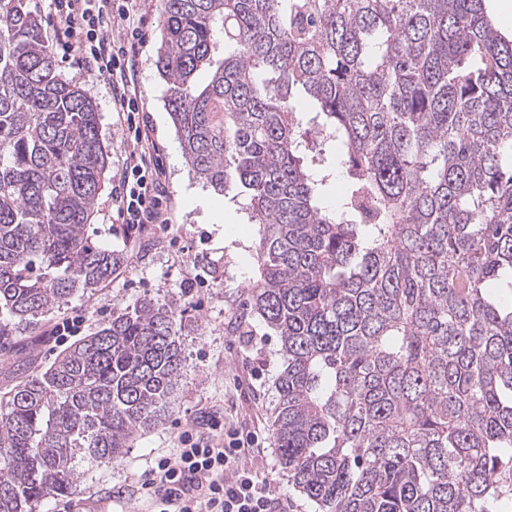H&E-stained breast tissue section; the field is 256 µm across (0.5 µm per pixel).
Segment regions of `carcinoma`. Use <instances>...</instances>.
I'll return each instance as SVG.
<instances>
[{
	"mask_svg": "<svg viewBox=\"0 0 512 512\" xmlns=\"http://www.w3.org/2000/svg\"><path fill=\"white\" fill-rule=\"evenodd\" d=\"M161 22L185 156L258 225L288 484L319 512H512V302L489 294L512 276V37L486 0H161ZM106 157L94 98L0 0V337L123 263L85 235ZM181 329L143 299L0 396V512L163 423Z\"/></svg>",
	"mask_w": 512,
	"mask_h": 512,
	"instance_id": "carcinoma-1",
	"label": "carcinoma"
}]
</instances>
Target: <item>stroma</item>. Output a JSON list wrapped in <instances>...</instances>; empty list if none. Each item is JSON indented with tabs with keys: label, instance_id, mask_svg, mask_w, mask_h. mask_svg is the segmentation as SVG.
<instances>
[{
	"label": "stroma",
	"instance_id": "obj_1",
	"mask_svg": "<svg viewBox=\"0 0 512 512\" xmlns=\"http://www.w3.org/2000/svg\"><path fill=\"white\" fill-rule=\"evenodd\" d=\"M144 5L151 21L141 31L134 80L165 172L170 221L142 224L131 232L121 223L113 199L130 135L112 110L107 80L72 60L58 59L59 73L93 96L107 150L104 186L85 233L94 244L122 253L124 262L99 288L39 317L33 331L0 338V394L48 367L74 344V337L62 340L51 334L63 319L84 316L87 336L113 311L145 298L182 308L185 363L164 423L138 436L119 459L82 464L76 491L42 501L37 512H154L155 502L140 488L141 475L175 452L183 432L208 436L216 420L256 432L260 453L245 464L261 469L273 493L287 500L288 512H318L316 504L289 487L275 451L270 417L274 382L283 368L281 345L275 332L247 309L250 287L259 278L258 227L244 197L215 191L188 165L165 105L167 85L155 66L162 41L160 0Z\"/></svg>",
	"mask_w": 512,
	"mask_h": 512
}]
</instances>
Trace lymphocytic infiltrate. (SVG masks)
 Returning <instances> with one entry per match:
<instances>
[{
  "instance_id": "obj_1",
  "label": "lymphocytic infiltrate",
  "mask_w": 512,
  "mask_h": 512,
  "mask_svg": "<svg viewBox=\"0 0 512 512\" xmlns=\"http://www.w3.org/2000/svg\"><path fill=\"white\" fill-rule=\"evenodd\" d=\"M56 45L88 71L110 79L112 106L134 127L118 213L123 223L161 224V176L156 146L137 129L144 107L130 73L139 30L148 24L139 0H51ZM254 435L231 429L217 443L185 433L174 458L163 460L143 484L159 512H273L276 502L257 470L243 466Z\"/></svg>"
}]
</instances>
